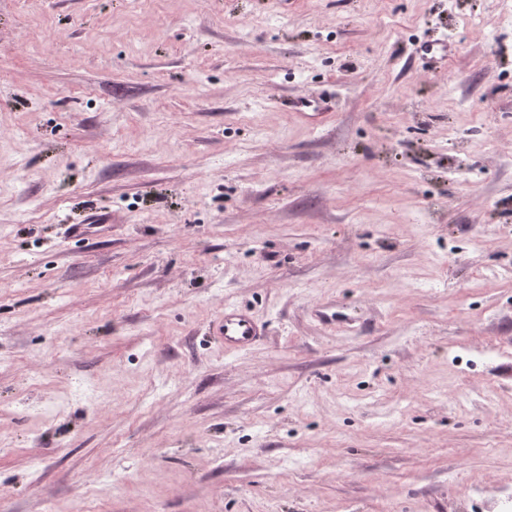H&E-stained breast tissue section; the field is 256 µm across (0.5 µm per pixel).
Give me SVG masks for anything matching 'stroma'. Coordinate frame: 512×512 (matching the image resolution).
<instances>
[{
    "label": "stroma",
    "instance_id": "35a3bbf8",
    "mask_svg": "<svg viewBox=\"0 0 512 512\" xmlns=\"http://www.w3.org/2000/svg\"><path fill=\"white\" fill-rule=\"evenodd\" d=\"M498 25V0H0V512H512ZM439 37L450 62L413 61ZM228 303L254 348L213 335ZM213 334L224 341L225 351H243L256 346L265 336V330L251 313L238 306L225 304Z\"/></svg>",
    "mask_w": 512,
    "mask_h": 512
}]
</instances>
